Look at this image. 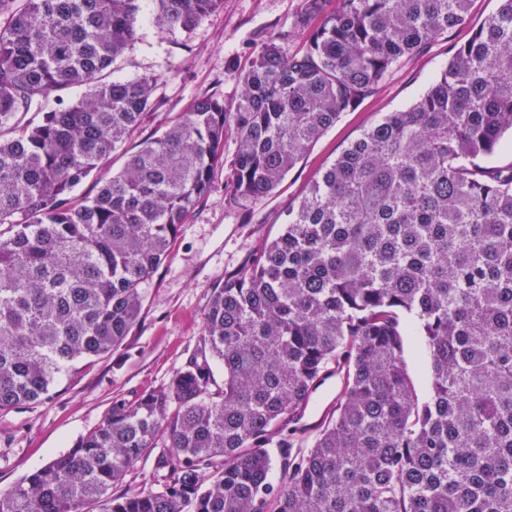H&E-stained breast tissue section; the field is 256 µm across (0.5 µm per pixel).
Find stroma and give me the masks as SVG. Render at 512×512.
I'll use <instances>...</instances> for the list:
<instances>
[{
    "label": "stroma",
    "mask_w": 512,
    "mask_h": 512,
    "mask_svg": "<svg viewBox=\"0 0 512 512\" xmlns=\"http://www.w3.org/2000/svg\"><path fill=\"white\" fill-rule=\"evenodd\" d=\"M302 5V0H223L220 10L189 32L164 31L143 19L137 40L116 62L113 76L155 77L154 104L110 156L103 175L119 171L145 139L164 130L197 99L214 95L232 102L236 76L267 31L289 32L286 49L297 50L307 36L294 27ZM498 6V0H471L466 24L439 36L375 94L343 112L279 187L259 201L233 202L224 189L227 162L236 152L234 135H227L226 163L214 171L210 190L173 239L168 261L146 284L140 321L123 347L63 377L50 399L0 412V489L70 451L102 420L113 397L129 398L166 384L201 334L213 288L281 233L289 205L351 142L381 115L415 101L446 66L449 48L468 43Z\"/></svg>",
    "instance_id": "stroma-1"
}]
</instances>
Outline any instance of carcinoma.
I'll return each instance as SVG.
<instances>
[{
  "label": "carcinoma",
  "mask_w": 512,
  "mask_h": 512,
  "mask_svg": "<svg viewBox=\"0 0 512 512\" xmlns=\"http://www.w3.org/2000/svg\"><path fill=\"white\" fill-rule=\"evenodd\" d=\"M152 2L160 29L184 31L223 4ZM328 2L304 0L314 28L296 52L282 32L255 47L231 104L195 101L104 177L152 103L155 77L110 79L142 0H0V412L123 345L227 132L229 197L273 193L469 5ZM499 2L213 289L168 382L113 398L71 451L0 490V512H512V165L490 162L512 137V0ZM90 178L97 193L75 195ZM406 336L429 360L424 401ZM332 376L340 397L313 433L303 419ZM151 455L160 489L108 495Z\"/></svg>",
  "instance_id": "carcinoma-1"
}]
</instances>
